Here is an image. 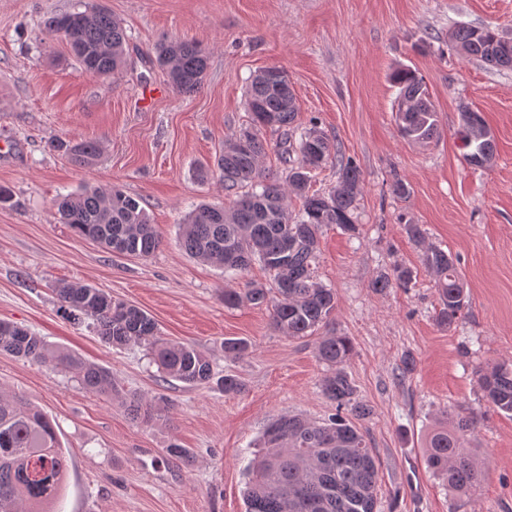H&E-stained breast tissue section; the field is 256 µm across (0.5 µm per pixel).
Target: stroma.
I'll return each instance as SVG.
<instances>
[{"label":"stroma","instance_id":"stroma-1","mask_svg":"<svg viewBox=\"0 0 512 512\" xmlns=\"http://www.w3.org/2000/svg\"><path fill=\"white\" fill-rule=\"evenodd\" d=\"M125 28L123 66L106 78L82 71L43 19L77 0H0V320L109 368L119 397L86 393L73 373L0 353V392L21 396L56 425L68 476L54 512H244L246 470L267 424L290 413L320 421L335 409L322 391L327 367L317 336L289 338L271 309L224 304L225 290L268 283L253 266L228 279L178 246V223L203 201H224L219 179L200 181L225 140L248 120L245 91L267 67L295 90L296 132L310 124L358 167L363 193L358 231L319 233L316 274L334 288L326 333L349 337L347 372L369 416L355 419L381 464L376 512H512V416L482 398L479 369L512 363V70L461 57L448 31L464 22L512 38V0H97ZM192 41L208 52L204 84L177 94L155 47ZM409 68L439 116L426 145L403 139L392 75ZM480 112L495 143L485 168L467 164L457 136L462 109ZM56 139L99 142L79 168L50 149ZM409 186L393 194L394 178ZM95 185L140 197L160 248L121 256L58 223L56 198ZM426 243L460 260L468 294L462 316L440 325L438 292L423 264ZM413 270L412 288L379 293L372 279L394 265ZM89 284L134 305L161 336L205 351L217 376L243 388L161 381L144 347L108 346L90 321L70 319L54 289ZM244 338L234 358L224 342ZM414 369L405 372L404 359ZM135 393L165 411L132 421L120 396ZM474 416L473 444L484 475L457 498L425 464L423 439L441 411ZM187 459L163 464L169 444Z\"/></svg>","mask_w":512,"mask_h":512}]
</instances>
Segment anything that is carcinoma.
<instances>
[{
  "label": "carcinoma",
  "instance_id": "obj_1",
  "mask_svg": "<svg viewBox=\"0 0 512 512\" xmlns=\"http://www.w3.org/2000/svg\"><path fill=\"white\" fill-rule=\"evenodd\" d=\"M44 30L66 41L78 65L95 77H107L124 61L126 33L112 15L94 5L53 15ZM463 56L494 67L512 69V50L503 51L504 36L490 26L461 24L449 35ZM157 60L167 69L170 84L183 94L198 91L205 77L208 57L196 43L166 41L155 48ZM400 88L396 112L403 138L429 143L438 132V116L422 80L414 71L400 68L393 74ZM251 122L240 128L216 157V169L202 167V181L218 175L224 195L232 205L201 203L181 224L179 246L191 257L220 268L225 274L242 275L260 263L272 276L271 284L250 282L242 292L224 291V303L248 302L262 306L275 295L273 327L289 338L311 336L328 325L336 310V290L318 282L313 264L318 252V232L329 224L347 231L357 229V201L362 192L358 167L338 159L336 185L324 193L310 192L311 172L331 156L329 139L310 128L292 141L297 103L290 82L271 77L265 68L253 75L246 90ZM487 128L481 113L465 108L459 135L470 165L484 168L494 158L491 139L476 133ZM280 132L281 157L288 163L283 181L267 177L259 166L266 153L262 130ZM53 148L86 167L98 157L99 145L90 140H59ZM300 156L292 163L291 155ZM301 201L294 218L286 199ZM58 220L80 238L93 241L119 255L149 257L160 248L161 238L150 223L139 199L110 186H94L63 196L57 203ZM424 264L436 279L440 308L438 320L451 326L466 307L464 283L453 254L429 245ZM413 272L396 266L392 273L375 277L371 287L409 288ZM69 316L93 321L97 335L116 348L139 345L164 378L190 386L208 384L214 377L209 355L198 348L159 336L157 323L143 310L112 299L89 285H65L55 289ZM251 344L245 339L224 341V355L241 357ZM0 351L28 362L72 371L82 389L96 396L112 397L116 391L112 371L53 349L44 337L16 324L0 321ZM349 337L331 334L320 338L317 358L330 373L322 388L336 413L319 422L283 415L263 434L258 455L244 492L245 512H375L379 464L365 437L350 420L369 408L356 399V389L345 371L353 356ZM487 402L512 415V363H497L478 373ZM122 404L134 419L150 422L161 412L142 396L131 394ZM476 427L474 417L458 415L452 423L435 427L426 437L425 463L448 483V491L467 496L482 477L469 440ZM67 456L52 422L37 408L17 396L0 395V512H49L48 507L65 480Z\"/></svg>",
  "mask_w": 512,
  "mask_h": 512
}]
</instances>
